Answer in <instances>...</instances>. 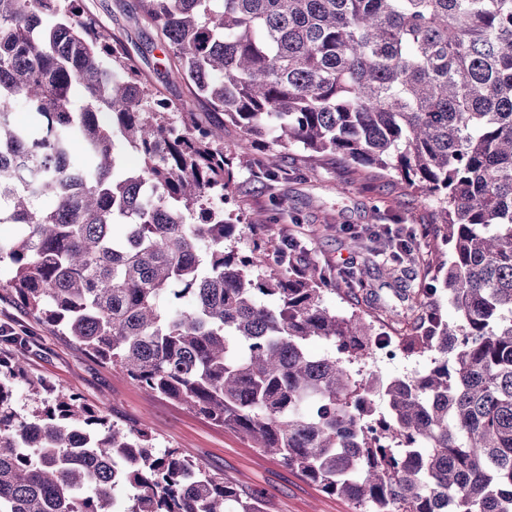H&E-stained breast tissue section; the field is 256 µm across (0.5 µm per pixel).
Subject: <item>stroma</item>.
<instances>
[{"instance_id": "35a3bbf8", "label": "stroma", "mask_w": 512, "mask_h": 512, "mask_svg": "<svg viewBox=\"0 0 512 512\" xmlns=\"http://www.w3.org/2000/svg\"><path fill=\"white\" fill-rule=\"evenodd\" d=\"M137 0H86L97 23L122 33L127 45L149 43L152 30L135 26L129 15ZM224 149L238 158L237 177L224 206L234 223L230 246L247 254L258 233L255 219L271 207V198L285 195L293 207L280 215L269 230L276 238L290 237L303 246L329 274L360 263L345 233L326 225L324 216L340 212L343 221L356 229L378 225L406 234L422 224L433 223L438 204L385 177H371L352 165L331 158H315L298 146L286 152L279 179L257 178L254 150L245 148L242 132L235 126L224 130ZM12 276L8 263L0 264V322L11 321L33 342L28 360L30 371L54 389L77 393L88 406L103 411L111 420L146 429L157 449H176L225 480L258 494L264 512H354L352 504L324 493L316 484L288 468L279 458L264 454L238 433L225 429L203 414L166 397L150 394L135 385L110 363L100 360L68 337L36 321L14 300L7 283ZM371 293L340 295L325 292L323 305L330 312L360 311L383 324L388 333H402L406 323L395 322L393 312L405 308L389 275L371 279ZM430 355L397 353L388 358L375 355L366 370L381 377H411L426 370Z\"/></svg>"}]
</instances>
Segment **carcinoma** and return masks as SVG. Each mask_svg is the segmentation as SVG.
<instances>
[{"label": "carcinoma", "instance_id": "obj_1", "mask_svg": "<svg viewBox=\"0 0 512 512\" xmlns=\"http://www.w3.org/2000/svg\"><path fill=\"white\" fill-rule=\"evenodd\" d=\"M137 9L164 49L154 70L220 119L153 92L148 51L132 55L85 0H0V223L18 227L0 263L19 303L356 508L512 512V0ZM226 122L254 144L300 145L436 197V222L392 252L448 244L428 287L402 289L407 332L322 305L332 286L370 291L366 265L332 281L298 243L257 237L243 257L224 247L233 225L213 201L234 181ZM118 141L138 168H121ZM256 165L274 180L283 154ZM315 338L335 353H313ZM0 341L14 347L0 357V512H110L119 484L126 512H262L224 475L30 376L29 337ZM386 346L434 358L414 377H353ZM21 381L41 397L28 418L12 407Z\"/></svg>", "mask_w": 512, "mask_h": 512}]
</instances>
